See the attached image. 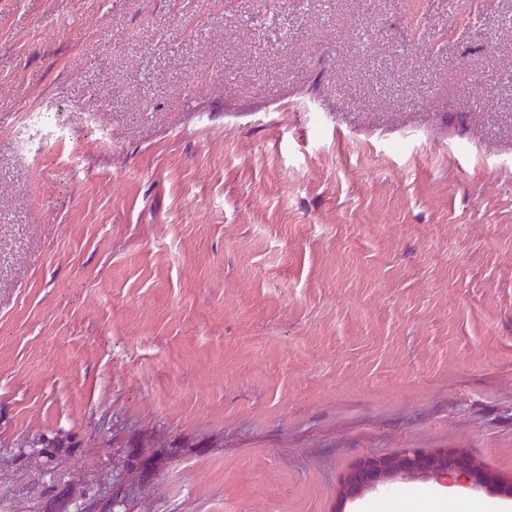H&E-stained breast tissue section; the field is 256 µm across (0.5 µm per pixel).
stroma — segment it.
I'll return each instance as SVG.
<instances>
[{
  "label": "stroma",
  "instance_id": "stroma-1",
  "mask_svg": "<svg viewBox=\"0 0 512 512\" xmlns=\"http://www.w3.org/2000/svg\"><path fill=\"white\" fill-rule=\"evenodd\" d=\"M0 0V512H512V0ZM65 124L60 137L34 119ZM405 479L429 480L446 486L448 483L483 486L475 462L463 451L446 449L429 453L405 448L392 458L379 456L360 461L343 482V501L346 503L366 491L384 489Z\"/></svg>",
  "mask_w": 512,
  "mask_h": 512
}]
</instances>
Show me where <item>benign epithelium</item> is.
Instances as JSON below:
<instances>
[{"instance_id":"obj_1","label":"benign epithelium","mask_w":512,"mask_h":512,"mask_svg":"<svg viewBox=\"0 0 512 512\" xmlns=\"http://www.w3.org/2000/svg\"><path fill=\"white\" fill-rule=\"evenodd\" d=\"M405 479L466 487L479 484L475 462L463 451L446 449L429 453L406 448L392 458L379 456L359 462L343 482V501L356 499L367 491L384 489Z\"/></svg>"}]
</instances>
